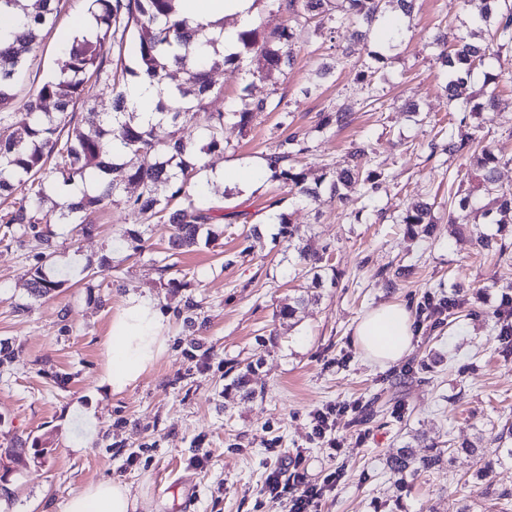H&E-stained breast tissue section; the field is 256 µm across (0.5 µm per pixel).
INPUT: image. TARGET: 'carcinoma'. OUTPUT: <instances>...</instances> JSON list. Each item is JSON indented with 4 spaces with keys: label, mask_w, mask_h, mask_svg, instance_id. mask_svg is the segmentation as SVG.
<instances>
[{
    "label": "carcinoma",
    "mask_w": 512,
    "mask_h": 512,
    "mask_svg": "<svg viewBox=\"0 0 512 512\" xmlns=\"http://www.w3.org/2000/svg\"><path fill=\"white\" fill-rule=\"evenodd\" d=\"M60 0H0V16L7 17L17 10L26 22L12 41L0 44V107L13 99V88L28 55L38 43L43 30L53 27ZM277 8L288 10V25L269 37H260V26L251 25L238 32L241 50L226 55L217 48L214 38H201L199 30L176 12V0H91L88 11L94 19L89 35L73 40L64 66L52 78L42 83L24 103L26 120L18 123L13 113L0 111V198L11 200L0 211V243L31 247L35 270L30 292L35 297L50 294L65 284L60 276L46 270L56 253L57 233L43 224V205L49 199L48 190L58 184L79 188L76 202L60 204L59 223L90 235L95 230V216L104 202L121 204L135 216L134 228L125 235L134 249L145 248V235L158 225L168 234V250L175 256L209 246L216 239L214 226L226 219L224 207L204 206L193 198L192 182L196 165L190 162L195 148L179 135L181 115H200V131L205 144L200 151L224 150V126L232 120L246 128L258 114L267 111L265 99L243 94L222 112H209L205 99L212 92L211 70L219 64H241L247 58H258V67L248 71L254 80L267 81L292 65L291 46L305 33L309 23L327 26L331 34L349 41L368 44L376 24L391 4L404 15L413 10L414 0H270ZM474 24L494 26L496 40L512 44V0H480ZM133 32L137 69L125 65L126 34ZM437 60L445 71V92L452 111L461 114L492 110L497 105L495 92L487 86L496 77L483 73L486 89L479 94L466 90L475 83L478 69L485 64L490 48L455 37L448 45L447 37L436 39ZM182 70L183 82L168 81L171 67ZM145 75L158 86L156 105L158 119L142 122L129 107L125 88L127 76ZM100 85L112 93L108 112L90 111L83 114L75 105L89 84ZM352 112L345 107L319 114L322 128L332 125L343 128L350 124ZM442 151L450 156H465L469 160L477 186L457 191L448 200L449 210L475 213L485 224L512 223V187L499 183L501 164L489 145H479L476 138L462 129H449ZM309 152L306 141L292 134L281 141L265 158L271 176L282 181L288 192L303 203L316 200L322 182L308 183L306 174L297 168L296 159ZM154 155L148 166H131L128 155ZM384 182L382 173L371 167L369 146L360 143L350 151V164L333 173L329 183L331 194L342 200L354 190L364 200L356 218L370 211L376 193ZM129 185L140 187L134 197H122ZM434 205L414 204L399 217L416 237L427 239L432 234ZM288 245L294 247L299 261L322 278L323 255L312 248L307 231L291 220V215L279 214ZM478 245L502 258L509 245L480 228H475ZM441 315L453 319L476 314L464 301L448 302L437 308ZM252 364L241 369L232 381L235 389L249 395ZM465 451L475 457L476 476H487L492 461L486 451L472 444ZM455 449H435L418 460L401 453L390 460V470L405 480L407 474L427 472L439 466L445 453Z\"/></svg>",
    "instance_id": "cac0c4a2"
}]
</instances>
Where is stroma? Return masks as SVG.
Masks as SVG:
<instances>
[{"instance_id": "stroma-1", "label": "stroma", "mask_w": 512, "mask_h": 512, "mask_svg": "<svg viewBox=\"0 0 512 512\" xmlns=\"http://www.w3.org/2000/svg\"><path fill=\"white\" fill-rule=\"evenodd\" d=\"M53 30L29 54L8 109L15 119L23 103L64 63L79 33L88 0H62ZM403 36L381 66L375 86L382 111L368 104L356 72L366 46L350 57L314 95L304 89L317 67L336 51L318 35L302 39L286 73L250 82L245 68L216 67V88L206 101L215 112L243 87L270 107L246 129L224 127V149L205 156L199 189L225 212H241L224 224L210 246L167 254L164 231L133 253L124 234L133 218L108 204L92 235L54 224L58 250L51 267L66 284L42 298L28 292L34 273L29 248L0 243V348L13 361L0 364V448L40 440L41 459L18 466L0 459V512H48L50 505L87 484L119 479L145 493L147 512H288L286 498L270 496L272 472H301L307 482L336 481L319 512H512L500 494L512 492V459L500 457L485 479L474 476L466 453L439 468L398 483L387 467L408 449L427 455L431 443L469 442L495 453L503 424L512 420V343L501 340L493 314L512 295V255L497 259L479 250L469 229L447 220L450 191L469 185L467 161L443 154L448 127L443 70L432 42L438 34L468 29L463 0H416L411 17L388 13ZM486 67L500 77L495 110L468 117L466 130L502 158L499 179L512 186V47ZM353 108L344 128H318V115L337 105ZM418 113H408L409 105ZM311 153L301 159L309 181L331 177L355 143L372 149L374 169L386 181L369 220L356 221L361 201L338 202L329 193L299 203L271 177L249 190L213 182L227 165H258L292 133ZM437 201L439 221L431 238L412 237L398 223L415 202ZM312 226L315 244L326 247L335 283L314 286L301 273L275 219ZM108 256L111 268L85 278L79 270ZM168 274H161L163 260ZM183 280L161 287L162 277ZM156 298L168 315V350L155 367L123 393L100 383L103 340L122 299ZM306 302L297 319L279 317L297 296ZM201 300L200 329L185 327L186 298ZM468 299L478 315L436 325L421 313L426 299ZM404 305L414 319L409 353L387 367L369 362L354 328L369 310ZM253 365V395L229 383L238 368ZM93 410L96 433L84 413ZM333 411L325 437L313 433L314 417Z\"/></svg>"}]
</instances>
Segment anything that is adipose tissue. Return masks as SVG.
I'll return each instance as SVG.
<instances>
[{"mask_svg": "<svg viewBox=\"0 0 512 512\" xmlns=\"http://www.w3.org/2000/svg\"><path fill=\"white\" fill-rule=\"evenodd\" d=\"M254 0H181L180 13L191 26L213 33L222 18L237 19V28L224 31L225 53L237 52L238 27L250 23ZM166 316L159 302L148 296L129 295L112 318L105 340L106 362L102 382L115 394L122 393L153 368L168 349L164 334ZM413 321L400 304H387L366 313L354 336L365 357L386 366L401 360L410 350ZM143 500L131 486L119 480H102L73 491L57 502L53 512H138Z\"/></svg>", "mask_w": 512, "mask_h": 512, "instance_id": "obj_1", "label": "adipose tissue"}]
</instances>
